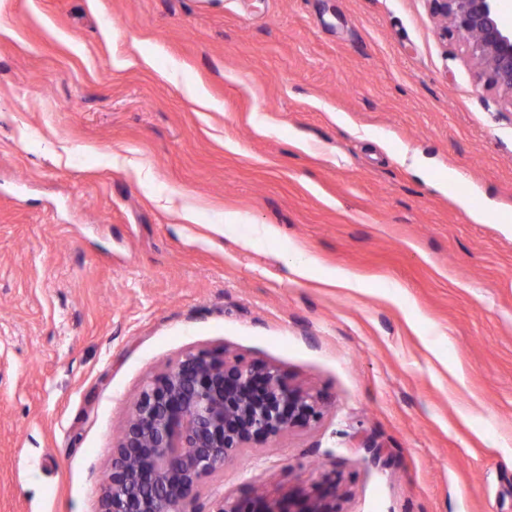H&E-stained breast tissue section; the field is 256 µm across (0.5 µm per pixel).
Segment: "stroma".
Returning <instances> with one entry per match:
<instances>
[{"label": "stroma", "mask_w": 512, "mask_h": 512, "mask_svg": "<svg viewBox=\"0 0 512 512\" xmlns=\"http://www.w3.org/2000/svg\"><path fill=\"white\" fill-rule=\"evenodd\" d=\"M202 350L327 406L195 512L328 475L340 512H512V99L427 0H0V512H100Z\"/></svg>", "instance_id": "1"}]
</instances>
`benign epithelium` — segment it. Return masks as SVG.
I'll use <instances>...</instances> for the list:
<instances>
[{
	"instance_id": "obj_1",
	"label": "benign epithelium",
	"mask_w": 512,
	"mask_h": 512,
	"mask_svg": "<svg viewBox=\"0 0 512 512\" xmlns=\"http://www.w3.org/2000/svg\"><path fill=\"white\" fill-rule=\"evenodd\" d=\"M439 35L460 37L484 86L512 99V24L501 0H428ZM323 398L279 368L241 356L185 355L142 388L102 477L100 512H188L204 479L249 448L323 416ZM338 486L288 500L252 491L214 512H339Z\"/></svg>"
}]
</instances>
